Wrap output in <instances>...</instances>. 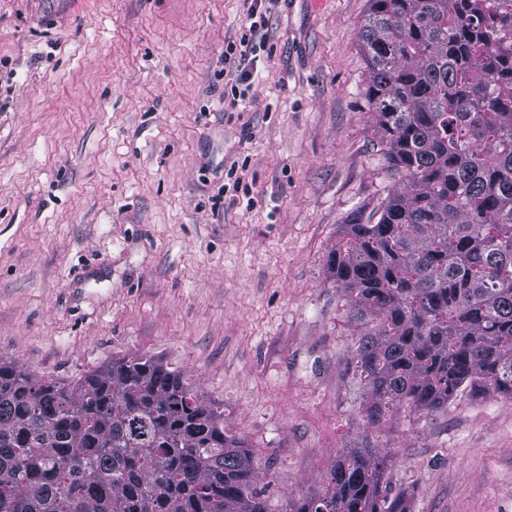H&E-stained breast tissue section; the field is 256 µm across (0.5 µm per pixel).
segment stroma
Segmentation results:
<instances>
[{
    "instance_id": "obj_1",
    "label": "stroma",
    "mask_w": 512,
    "mask_h": 512,
    "mask_svg": "<svg viewBox=\"0 0 512 512\" xmlns=\"http://www.w3.org/2000/svg\"><path fill=\"white\" fill-rule=\"evenodd\" d=\"M0 0V361L74 381L154 355L223 404L271 512L360 445L368 328L327 269L395 180L365 99L368 0ZM411 512H512V399L375 432ZM265 25L264 20V14L262 11H259L257 6H251L248 9V13L246 15V21L245 25L243 26V31L241 34V37L239 39V44L229 43L227 44L225 51H224V62L233 59H236L237 55L238 58V67L239 68L242 64V61H248L247 65L243 66L239 70L238 74V83L232 84L230 87V93L233 100H238V98H241L245 95L246 87L248 86L245 83H248L249 79L251 78L252 72L247 68L249 66V63H251L253 60L248 59L249 56L256 53L258 49L261 48L262 40H259L257 43L258 35H260V31L263 29ZM239 46V48H238ZM233 56V57H232ZM235 56V57H234ZM245 84V85H244ZM245 86V88L239 87ZM237 97V98H236Z\"/></svg>"
}]
</instances>
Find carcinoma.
Here are the masks:
<instances>
[{"label":"carcinoma","instance_id":"carcinoma-1","mask_svg":"<svg viewBox=\"0 0 512 512\" xmlns=\"http://www.w3.org/2000/svg\"><path fill=\"white\" fill-rule=\"evenodd\" d=\"M365 91L388 172L328 258L366 394L360 447L289 512H410L369 434L467 389L512 399V0H368ZM224 408L151 355L75 384L0 362V512H270Z\"/></svg>","mask_w":512,"mask_h":512}]
</instances>
